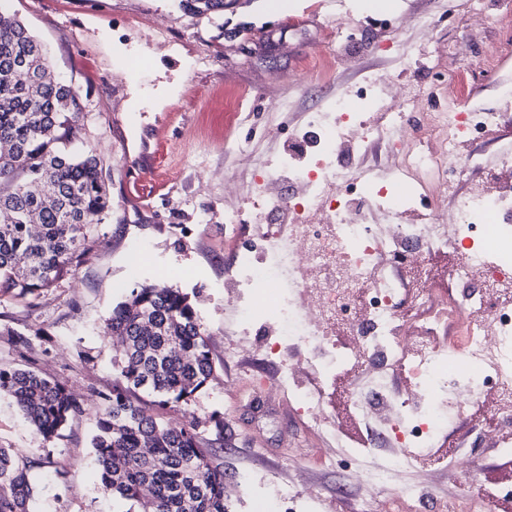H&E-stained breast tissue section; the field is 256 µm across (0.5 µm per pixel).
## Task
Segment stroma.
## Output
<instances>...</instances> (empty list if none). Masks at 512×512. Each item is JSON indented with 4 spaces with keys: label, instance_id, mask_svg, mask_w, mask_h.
<instances>
[{
    "label": "stroma",
    "instance_id": "stroma-1",
    "mask_svg": "<svg viewBox=\"0 0 512 512\" xmlns=\"http://www.w3.org/2000/svg\"><path fill=\"white\" fill-rule=\"evenodd\" d=\"M467 0H401L392 23L377 26L376 0H245L221 16L181 11L177 0H0L45 46L51 70L79 87L75 131L106 168L112 209L90 230V249L74 275L25 300H0V366L57 381L86 411L60 437L45 441L13 400L0 395V447L29 468L36 512H142L102 489L91 438L101 394L119 377L104 327L132 288L161 283L196 292L195 308L213 374L190 403L162 411L190 424L219 413L223 446L202 440L235 493L232 512H356L357 496L336 485L350 474L343 443L304 435L287 393L262 394L275 366L252 351L224 298V211L252 215L258 184L253 159L275 162L303 124L364 79L399 96L459 73L460 95L512 113V0H494L480 35L460 20ZM356 42L339 57L336 29ZM508 48L497 73L481 64ZM145 244L142 264L130 247ZM304 445L303 477L286 467ZM314 484V494L301 490ZM473 494L457 479L435 482L434 500L486 508L512 493V460L479 452Z\"/></svg>",
    "mask_w": 512,
    "mask_h": 512
}]
</instances>
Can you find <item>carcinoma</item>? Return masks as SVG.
Masks as SVG:
<instances>
[{"mask_svg":"<svg viewBox=\"0 0 512 512\" xmlns=\"http://www.w3.org/2000/svg\"><path fill=\"white\" fill-rule=\"evenodd\" d=\"M234 0H178L189 13H221ZM83 112L78 89L51 73L43 44L0 9V296L24 299L75 272L87 228L109 211L106 169L92 150L72 147ZM105 334L121 339L114 363L126 385L101 395L105 408L92 439L102 488L122 500L151 496L152 512H230L224 468L200 447V426L166 423L130 400L190 402L213 370L189 294L142 284L118 303ZM13 398L47 441L83 405L58 382L31 370L0 368V395ZM28 469L0 448V512H30Z\"/></svg>","mask_w":512,"mask_h":512,"instance_id":"carcinoma-1","label":"carcinoma"}]
</instances>
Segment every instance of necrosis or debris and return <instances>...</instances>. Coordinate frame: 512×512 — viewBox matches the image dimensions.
I'll return each instance as SVG.
<instances>
[{
	"label": "necrosis or debris",
	"instance_id": "1",
	"mask_svg": "<svg viewBox=\"0 0 512 512\" xmlns=\"http://www.w3.org/2000/svg\"><path fill=\"white\" fill-rule=\"evenodd\" d=\"M435 112L416 120L412 103L384 107L386 87L365 80L355 96L330 111L310 113L303 154L283 152L263 166L253 199L260 220L244 226L224 215V241L234 260L224 293L241 330L252 329L277 370L274 385L291 391L309 431L335 438L340 427L326 391L347 377V407L374 445L352 451L351 486L363 490L360 512H424L426 492L411 475L426 467L434 440L468 414L485 386L498 398L493 429L472 426L482 445L512 457V157L485 184L451 197L455 182L480 163L464 148L512 123V114L470 104L451 110L435 88ZM384 112L382 124L366 116ZM361 130L348 144L350 127ZM385 143L397 164L382 177L350 173L355 148ZM291 195L278 193L281 184ZM453 206H446V199ZM248 243H240L243 228ZM454 250L452 296L424 279L428 254ZM415 273L400 283L392 268ZM456 325L462 345L442 331ZM347 326L350 336L337 330ZM316 368L320 391L305 388ZM408 383L393 390L392 372ZM391 448L378 456V447Z\"/></svg>",
	"mask_w": 512,
	"mask_h": 512
}]
</instances>
